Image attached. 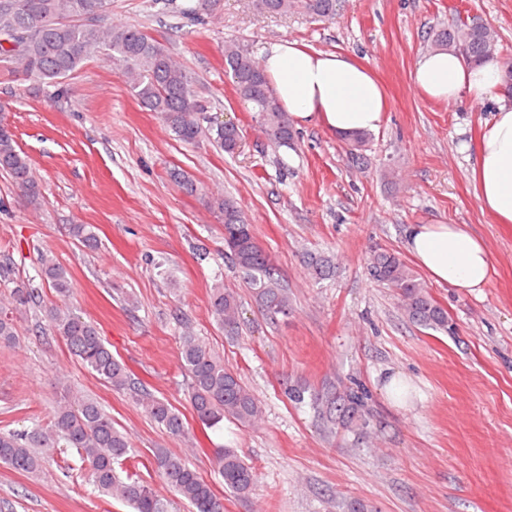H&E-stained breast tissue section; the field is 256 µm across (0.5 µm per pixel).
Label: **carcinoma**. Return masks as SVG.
<instances>
[{
    "label": "carcinoma",
    "instance_id": "1",
    "mask_svg": "<svg viewBox=\"0 0 512 512\" xmlns=\"http://www.w3.org/2000/svg\"><path fill=\"white\" fill-rule=\"evenodd\" d=\"M183 14L192 21H203L223 10V0H192ZM259 15L303 13L314 19H332L336 0H252ZM112 0H0V68L20 72L44 84L67 92L66 79L86 61L101 58L112 62L124 78L139 105L153 112L181 143L195 145L206 139L224 153L233 155L241 147L240 128L205 116V106L193 78L169 52L167 45L135 26L115 23L109 17ZM435 49H454L468 62L495 58L498 35L489 25L473 20L436 30ZM224 72L235 93L251 106L255 127L274 146H288L293 128L280 107L261 63L236 40L224 42ZM351 154L362 157L370 139L368 133L342 136ZM0 171L7 174L24 192L35 210L43 196L30 160L18 149L14 134L0 121ZM209 208L224 224L225 257L239 270L258 308L271 320L286 318L291 304L282 288L269 255L259 244L247 214L229 197L214 195ZM70 236L84 249L94 251L99 241L91 224H72ZM307 274L316 281L329 279L335 272L331 256L308 252L303 256ZM370 276L394 288L409 322L432 330H448V313L430 296L427 286L401 256L378 249L368 260ZM40 281L65 299L73 291L71 275L53 255L41 259ZM41 287L20 282L10 294L12 307L0 310V344L17 340L14 312L42 307ZM209 312L224 331L238 330L243 304L232 289L216 283L209 294ZM51 331L65 342L68 350L92 373L117 391L130 390L143 411L168 434L189 439L182 414L167 401L145 388L135 386L125 366L100 336L95 324L73 312L52 306L46 310ZM180 364L188 378L189 402L199 422L219 429L224 420L241 425L255 424L262 408L255 394L234 369L224 365L210 348L190 331L180 337ZM368 391L361 385L328 391L319 397L322 419L336 428L366 427ZM74 448L89 471L94 488L120 500L133 512H168L167 503L135 474L121 476L116 464L132 455L127 437L115 426L112 417L92 398L62 386L54 419L47 428L0 431V463L26 474L37 473L45 457L54 449ZM217 471L224 489L239 499L248 498L256 486L254 468L237 449L225 447L216 455ZM154 463L159 477L193 512H224V499L216 494L189 463L187 457L168 448H157Z\"/></svg>",
    "mask_w": 512,
    "mask_h": 512
}]
</instances>
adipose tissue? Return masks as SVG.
<instances>
[{
	"mask_svg": "<svg viewBox=\"0 0 512 512\" xmlns=\"http://www.w3.org/2000/svg\"><path fill=\"white\" fill-rule=\"evenodd\" d=\"M262 67L283 110L328 133L377 130L388 110L372 71L352 55L309 51L283 41L266 49ZM412 78L430 100L480 103L500 84L502 67L495 59L470 65L459 54L440 50L422 55ZM474 151L481 210L497 223L512 224V101H497ZM406 245L435 283L478 293L490 281L489 248L466 225L413 224Z\"/></svg>",
	"mask_w": 512,
	"mask_h": 512,
	"instance_id": "obj_1",
	"label": "adipose tissue"
}]
</instances>
